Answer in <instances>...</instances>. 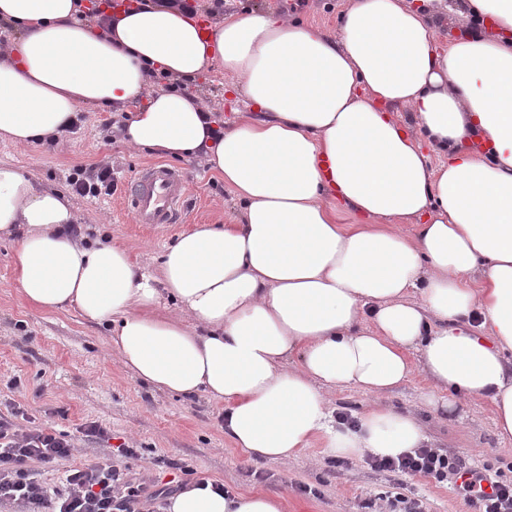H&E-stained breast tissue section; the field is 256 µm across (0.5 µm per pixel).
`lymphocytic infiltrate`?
<instances>
[{"mask_svg":"<svg viewBox=\"0 0 512 512\" xmlns=\"http://www.w3.org/2000/svg\"><path fill=\"white\" fill-rule=\"evenodd\" d=\"M106 430L88 422L70 433L53 428L22 429L0 420V504L13 503L24 512H161L166 489L135 482L129 460L139 458V449L128 447L83 466L72 465L78 439L105 438ZM65 466L62 486L48 488L31 467L32 462ZM371 467L407 475H422L436 481L468 472L458 485V495L473 512H512V480L492 473L489 467H465L456 457L431 448H418L396 459L370 457Z\"/></svg>","mask_w":512,"mask_h":512,"instance_id":"f902f5d3","label":"lymphocytic infiltrate"}]
</instances>
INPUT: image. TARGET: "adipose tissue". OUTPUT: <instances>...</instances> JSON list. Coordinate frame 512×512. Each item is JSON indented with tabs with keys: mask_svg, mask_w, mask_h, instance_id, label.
I'll use <instances>...</instances> for the list:
<instances>
[{
	"mask_svg": "<svg viewBox=\"0 0 512 512\" xmlns=\"http://www.w3.org/2000/svg\"><path fill=\"white\" fill-rule=\"evenodd\" d=\"M80 0H0L19 33L0 53V140L61 134L78 107L124 111L149 72L221 67L257 115L213 137L198 98L154 91L123 132L134 146L198 156L241 204L166 245L153 271L114 243L65 234L63 194L0 165V239L33 307L110 324L107 344L149 387L224 404V434L250 457L397 458L424 447L419 419L377 405L339 423L326 390L379 394L408 379L410 351L443 394L486 400L512 442V0H461L436 49L430 9L349 0L340 37L265 14L203 34L178 10L78 23ZM415 113L401 122L398 108ZM353 216L340 223L339 208ZM411 225L403 233L402 225ZM168 296L182 318L160 316ZM165 512H285L284 499L198 477Z\"/></svg>",
	"mask_w": 512,
	"mask_h": 512,
	"instance_id": "obj_1",
	"label": "adipose tissue"
}]
</instances>
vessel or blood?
<instances>
[{
  "instance_id": "obj_1",
  "label": "vessel or blood",
  "mask_w": 512,
  "mask_h": 512,
  "mask_svg": "<svg viewBox=\"0 0 512 512\" xmlns=\"http://www.w3.org/2000/svg\"><path fill=\"white\" fill-rule=\"evenodd\" d=\"M189 176L163 163L142 169L121 189L136 223L177 224L186 213Z\"/></svg>"
}]
</instances>
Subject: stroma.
Returning <instances> with one entry per match:
<instances>
[{
  "label": "stroma",
  "mask_w": 512,
  "mask_h": 512,
  "mask_svg": "<svg viewBox=\"0 0 512 512\" xmlns=\"http://www.w3.org/2000/svg\"><path fill=\"white\" fill-rule=\"evenodd\" d=\"M346 4L347 0H305L301 6L295 0H224V15L271 13L335 35ZM185 92L199 98L222 124L234 122L246 109L220 69L187 81ZM77 113V128L61 134L55 145L0 142V163L19 168L38 187L67 195L91 239L123 245L136 264L153 269L164 245L179 233L199 224L234 223L239 202L222 177L193 158L167 160L194 180L186 220L180 224L144 226L127 215L116 217L119 195L73 194L67 179L75 167L106 163L123 183L159 158L158 153L111 140L103 123L113 119L112 110L82 106ZM12 255V243L0 240V417L11 418L19 407L25 411L17 420L22 428L71 432L85 422L101 424L107 437L78 442L73 465L97 462L125 444L142 451L141 459L130 463L133 476L158 488L172 478L171 472L153 463L154 458L165 457L235 492L283 495L287 512H380L387 500L398 497L418 503L420 512H470L451 483L376 470L363 458L324 457L316 445L285 462L249 458L225 437L220 405L205 397L187 401L148 388L110 352L108 328L88 323L74 309L47 313L27 303L17 291ZM436 388L434 380L420 371L379 396L350 387L332 393L330 402L336 414L348 417L374 404L416 412L430 447L469 466L491 463L512 478V451L501 448L490 402L471 401L454 415L440 418L422 401L423 394Z\"/></svg>",
  "instance_id": "35a3bbf8"
}]
</instances>
